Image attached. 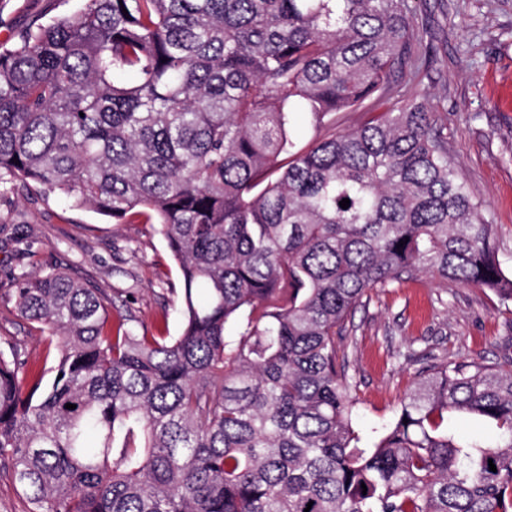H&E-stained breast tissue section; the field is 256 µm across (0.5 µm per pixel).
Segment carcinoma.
<instances>
[{
	"label": "carcinoma",
	"instance_id": "cac0c4a2",
	"mask_svg": "<svg viewBox=\"0 0 512 512\" xmlns=\"http://www.w3.org/2000/svg\"><path fill=\"white\" fill-rule=\"evenodd\" d=\"M433 55L410 0H82L0 51V186L158 225L182 284L172 336L65 271L17 278L43 352L0 350V472L30 512H512V358L430 356L365 438L338 355L405 275L512 303L417 82Z\"/></svg>",
	"mask_w": 512,
	"mask_h": 512
}]
</instances>
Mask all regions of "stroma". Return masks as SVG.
Listing matches in <instances>:
<instances>
[{
  "mask_svg": "<svg viewBox=\"0 0 512 512\" xmlns=\"http://www.w3.org/2000/svg\"><path fill=\"white\" fill-rule=\"evenodd\" d=\"M82 0H0V47L39 23L78 10ZM414 22L437 52L422 85L428 104L448 115V153L484 203L495 243L512 276V0H414ZM52 268L93 283L139 330L181 317V282L163 236L142 223L75 206L66 196L25 189L0 193V348L28 357L43 349L36 324L7 300L14 277ZM355 386L356 420L368 430L389 421L416 381L410 353L488 365L512 357V306L491 291L426 275L371 292L339 341Z\"/></svg>",
  "mask_w": 512,
  "mask_h": 512,
  "instance_id": "obj_1",
  "label": "stroma"
}]
</instances>
